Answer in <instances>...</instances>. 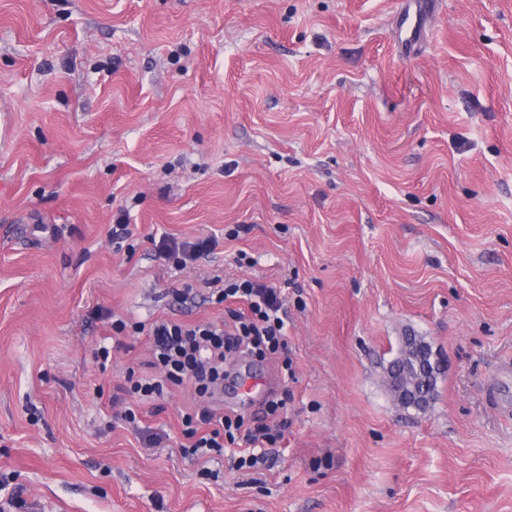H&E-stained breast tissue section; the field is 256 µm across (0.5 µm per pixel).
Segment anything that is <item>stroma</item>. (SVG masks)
Segmentation results:
<instances>
[{"label": "stroma", "mask_w": 512, "mask_h": 512, "mask_svg": "<svg viewBox=\"0 0 512 512\" xmlns=\"http://www.w3.org/2000/svg\"><path fill=\"white\" fill-rule=\"evenodd\" d=\"M399 2L0 0L1 504L512 512V386L488 396L512 365V0H442L413 58ZM164 233L221 241L178 271ZM217 275L286 296L292 377L237 354L212 402L285 398L248 472L180 453L189 386L125 397L148 338L96 313L222 321ZM408 332L445 364L423 411L383 374ZM117 398L169 440L115 424Z\"/></svg>", "instance_id": "1"}]
</instances>
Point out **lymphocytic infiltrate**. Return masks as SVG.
<instances>
[{
  "label": "lymphocytic infiltrate",
  "mask_w": 512,
  "mask_h": 512,
  "mask_svg": "<svg viewBox=\"0 0 512 512\" xmlns=\"http://www.w3.org/2000/svg\"><path fill=\"white\" fill-rule=\"evenodd\" d=\"M218 244L213 236L179 242L163 235L157 249L160 257L180 270L213 254ZM209 285L216 303L233 304L231 323L160 319L132 326L151 341V372L131 377L130 391L141 399L161 402L168 397L170 385H189L198 408L182 416L184 453L209 460L242 442L247 451L234 463L237 469L250 470L264 461L259 450L274 439L270 427L251 425L241 414L219 412L210 402L224 388L228 354L245 351L264 359L286 350V298L281 287L252 278L217 277Z\"/></svg>",
  "instance_id": "1"
}]
</instances>
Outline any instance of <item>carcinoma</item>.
Here are the masks:
<instances>
[{"label":"carcinoma","mask_w":512,"mask_h":512,"mask_svg":"<svg viewBox=\"0 0 512 512\" xmlns=\"http://www.w3.org/2000/svg\"><path fill=\"white\" fill-rule=\"evenodd\" d=\"M439 363L425 337L412 333L401 337L396 356L383 367L385 380H393L388 390L394 402L404 409L429 407L437 393Z\"/></svg>","instance_id":"obj_1"}]
</instances>
